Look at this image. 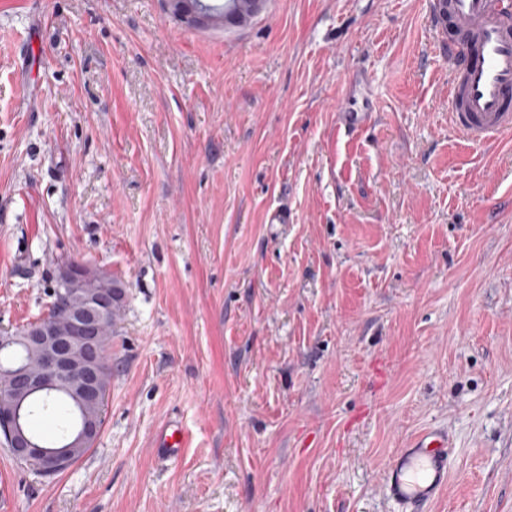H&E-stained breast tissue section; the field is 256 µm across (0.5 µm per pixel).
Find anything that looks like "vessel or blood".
<instances>
[{
  "label": "vessel or blood",
  "mask_w": 512,
  "mask_h": 512,
  "mask_svg": "<svg viewBox=\"0 0 512 512\" xmlns=\"http://www.w3.org/2000/svg\"><path fill=\"white\" fill-rule=\"evenodd\" d=\"M436 27L451 25L448 116L458 135L473 144H494L512 133V0H433ZM185 446L180 429L156 438L159 455ZM450 442L446 431L413 435L384 472L387 496L403 512H426L448 484Z\"/></svg>",
  "instance_id": "obj_1"
}]
</instances>
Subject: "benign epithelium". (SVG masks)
<instances>
[{"label": "benign epithelium", "mask_w": 512, "mask_h": 512, "mask_svg": "<svg viewBox=\"0 0 512 512\" xmlns=\"http://www.w3.org/2000/svg\"><path fill=\"white\" fill-rule=\"evenodd\" d=\"M174 12L193 23L238 21L233 8L225 6L221 13L197 0L192 12H187L185 0H168ZM56 290L66 295L67 301L80 306L63 310L56 318L43 317L35 322L23 337L0 328V350L15 343L35 349L37 371L23 366L0 367V378L8 381L12 395H34L59 386L72 392L81 408L99 404L109 386L100 373L99 365L105 354L99 346L101 327L112 321V312L122 296V289L112 285V277L87 264L70 263L61 266L55 279ZM25 414L21 408L7 412L0 410V435L5 437L15 456L35 458L40 469L53 474L61 469L72 452L87 447L101 431L93 416H81L78 438L67 454H56L42 448L23 432Z\"/></svg>", "instance_id": "obj_1"}]
</instances>
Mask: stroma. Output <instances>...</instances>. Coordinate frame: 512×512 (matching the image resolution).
I'll use <instances>...</instances> for the list:
<instances>
[{
	"instance_id": "35a3bbf8",
	"label": "stroma",
	"mask_w": 512,
	"mask_h": 512,
	"mask_svg": "<svg viewBox=\"0 0 512 512\" xmlns=\"http://www.w3.org/2000/svg\"><path fill=\"white\" fill-rule=\"evenodd\" d=\"M446 42L431 0H0V328L65 263L124 289L98 439L50 480L0 448V512H400L428 427L427 512H512V137L449 128ZM172 6L174 12L183 18L189 19L192 23L201 24L209 22H220L222 25L227 20L238 21L237 14L233 12V8L226 4L224 10H221L220 14H217L211 10V6L204 4V1L197 0L196 6L191 13L186 10V4H189L183 0H168ZM155 448L161 456H174L185 448V436L180 429L167 427L158 433ZM449 448L444 430L429 428L413 435L384 471L387 496L404 512H426L447 487Z\"/></svg>"
}]
</instances>
